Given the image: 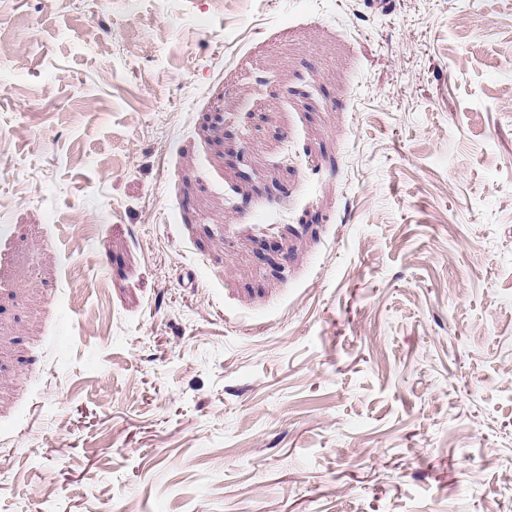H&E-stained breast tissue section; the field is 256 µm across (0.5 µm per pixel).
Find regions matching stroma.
Listing matches in <instances>:
<instances>
[{"label": "stroma", "mask_w": 512, "mask_h": 512, "mask_svg": "<svg viewBox=\"0 0 512 512\" xmlns=\"http://www.w3.org/2000/svg\"><path fill=\"white\" fill-rule=\"evenodd\" d=\"M0 470L512 512V0H0Z\"/></svg>", "instance_id": "35a3bbf8"}]
</instances>
